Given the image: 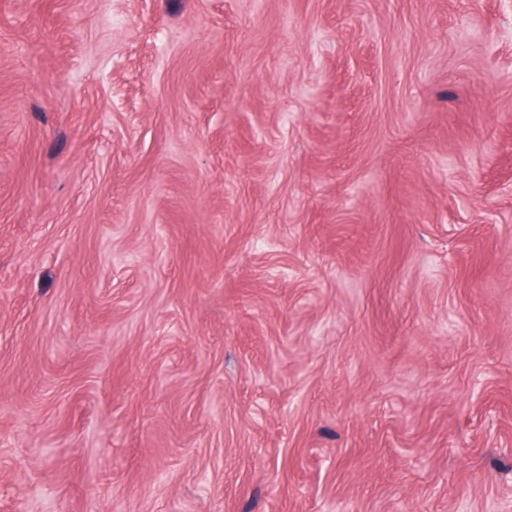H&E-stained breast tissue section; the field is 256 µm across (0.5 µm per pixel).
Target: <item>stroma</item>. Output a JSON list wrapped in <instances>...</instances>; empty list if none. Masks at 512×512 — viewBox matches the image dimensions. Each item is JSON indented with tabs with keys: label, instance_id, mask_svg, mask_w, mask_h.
<instances>
[{
	"label": "stroma",
	"instance_id": "35a3bbf8",
	"mask_svg": "<svg viewBox=\"0 0 512 512\" xmlns=\"http://www.w3.org/2000/svg\"><path fill=\"white\" fill-rule=\"evenodd\" d=\"M512 0H0V512H512Z\"/></svg>",
	"mask_w": 512,
	"mask_h": 512
}]
</instances>
